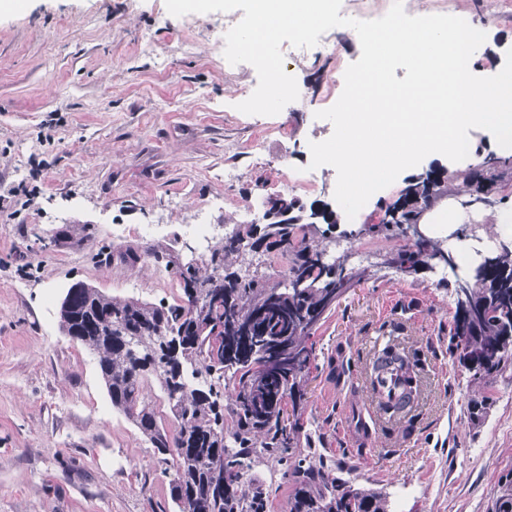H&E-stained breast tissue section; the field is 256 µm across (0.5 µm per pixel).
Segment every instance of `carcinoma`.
Returning <instances> with one entry per match:
<instances>
[{
    "instance_id": "obj_1",
    "label": "carcinoma",
    "mask_w": 512,
    "mask_h": 512,
    "mask_svg": "<svg viewBox=\"0 0 512 512\" xmlns=\"http://www.w3.org/2000/svg\"><path fill=\"white\" fill-rule=\"evenodd\" d=\"M460 177L471 193L497 205L512 182V157ZM447 193L448 177L430 169L408 181L396 201V223L365 225L357 234L401 237L402 225ZM306 217L338 222L326 203L307 216L301 205L286 221L235 225L205 258H169L165 267L181 291L198 287L199 306L184 295L166 306L85 286L60 308L61 327L97 355L112 408L171 458L173 512H263L265 494L243 490L256 459L276 463L288 478V512H391L385 492L335 475L301 448L305 383L315 361L308 341L336 302L371 278L365 269L346 268L344 255L329 259L328 245L315 240ZM442 249L438 240L407 242L386 264L414 276L431 268L433 253ZM253 253L282 256L286 269L271 275L231 262ZM454 294L452 354L474 383L490 386L512 366V247L500 243L494 255L456 277ZM151 381L164 395L165 413L145 394ZM486 409L487 400H470V423L479 425ZM491 512H512V470L499 479Z\"/></svg>"
}]
</instances>
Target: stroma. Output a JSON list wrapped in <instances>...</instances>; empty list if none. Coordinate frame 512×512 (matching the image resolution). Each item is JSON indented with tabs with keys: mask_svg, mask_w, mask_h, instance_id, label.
Listing matches in <instances>:
<instances>
[{
	"mask_svg": "<svg viewBox=\"0 0 512 512\" xmlns=\"http://www.w3.org/2000/svg\"><path fill=\"white\" fill-rule=\"evenodd\" d=\"M450 15L487 21L473 72L495 75L512 48V0H445ZM233 13L169 14L165 0H26L0 11V512H169L171 469L135 425L113 410L93 351L60 327L63 292L82 282L108 296L176 303L164 264L130 266L125 250L153 249L187 261L202 247L172 235L196 224H263L274 194L304 205L334 203V168L314 170L315 187H292L328 139L317 118L341 63L358 40L335 37L334 56L289 64L299 97L274 116L237 110L258 75L224 67V27ZM196 45L184 52L183 41ZM264 148L241 154L249 141ZM473 152L453 162L428 155L371 196L329 233L350 264L380 261L399 240L386 233L344 239L370 223L378 202L396 201L408 179L432 168L453 174L499 153L487 130H470ZM238 167L236 181L224 169ZM466 188L440 211L465 214L454 229L494 242L495 209L468 202ZM452 280L440 271L407 279L391 269L350 289L320 323L317 370L307 382L305 430L324 460L364 487L409 490L397 512H489L501 475L512 471V369L488 389L453 358ZM421 367L412 410L382 415L375 434L355 411L370 401L366 372L387 341ZM489 397L480 426L470 399ZM246 489L263 488L267 512H288V481L254 463Z\"/></svg>",
	"mask_w": 512,
	"mask_h": 512,
	"instance_id": "1",
	"label": "stroma"
}]
</instances>
